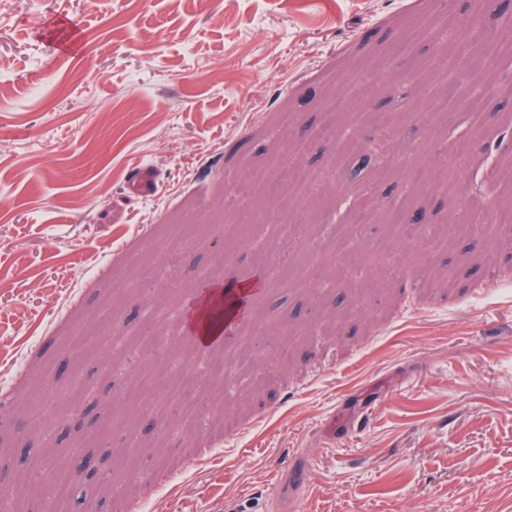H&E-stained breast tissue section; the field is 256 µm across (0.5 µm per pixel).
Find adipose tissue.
I'll return each instance as SVG.
<instances>
[{
  "label": "adipose tissue",
  "instance_id": "adipose-tissue-1",
  "mask_svg": "<svg viewBox=\"0 0 512 512\" xmlns=\"http://www.w3.org/2000/svg\"><path fill=\"white\" fill-rule=\"evenodd\" d=\"M260 286L258 279L230 281L209 287L195 298L193 307L186 314V322L198 326L203 338L211 345H220L224 327L240 311L243 298L253 295Z\"/></svg>",
  "mask_w": 512,
  "mask_h": 512
}]
</instances>
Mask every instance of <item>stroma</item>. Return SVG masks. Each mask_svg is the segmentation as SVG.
<instances>
[{"mask_svg": "<svg viewBox=\"0 0 512 512\" xmlns=\"http://www.w3.org/2000/svg\"><path fill=\"white\" fill-rule=\"evenodd\" d=\"M512 0H0V455L35 469L80 447L113 460L90 512H512V225L476 197L415 191L512 161V102L490 98L481 133L423 124L435 113L408 76L447 50L445 13L471 19L478 52L512 38L487 26ZM377 161L357 177L374 211L423 210L419 235L363 225L365 272L391 262V288H286L303 266L335 275L325 218L348 210L336 146ZM154 182L134 191L132 164ZM466 220L432 252L425 232ZM263 276L248 322L200 351L181 301L200 273ZM265 318L291 332L224 384V405L172 432L156 415L104 410L145 359L106 373L73 337L154 334L176 359L234 353ZM91 388L77 407L74 380ZM119 415L111 439L95 418ZM305 473L303 489L291 468Z\"/></svg>", "mask_w": 512, "mask_h": 512, "instance_id": "obj_1", "label": "stroma"}]
</instances>
